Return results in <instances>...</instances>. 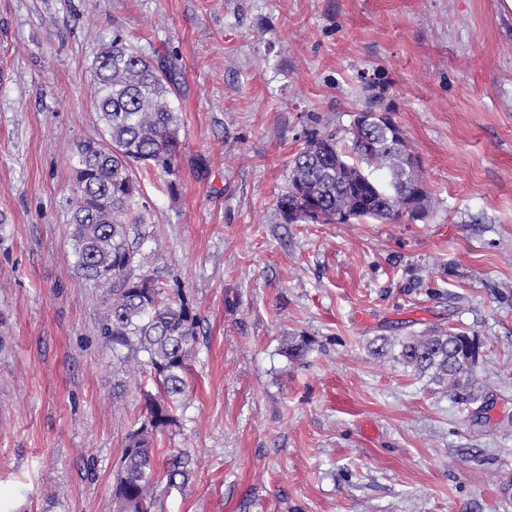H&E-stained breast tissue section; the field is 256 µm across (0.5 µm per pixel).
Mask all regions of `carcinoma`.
Listing matches in <instances>:
<instances>
[{
  "instance_id": "1",
  "label": "carcinoma",
  "mask_w": 512,
  "mask_h": 512,
  "mask_svg": "<svg viewBox=\"0 0 512 512\" xmlns=\"http://www.w3.org/2000/svg\"><path fill=\"white\" fill-rule=\"evenodd\" d=\"M172 86L170 70L114 34L93 71L101 142L80 144L70 162L72 267L102 289L108 301L100 339L119 363L137 367V386L150 376L158 387L157 395H146L145 419L126 433L112 488L115 512H161L163 495L185 486L191 476L189 452L173 455L160 470L153 445L176 422V411L187 397L198 313L182 289L161 286L154 276L155 252L146 253L130 241L131 225L143 223L146 207L135 169L175 174L182 119ZM309 121L289 166L288 186L277 199L283 223L389 222L406 215L412 221L406 204L414 195L428 210L429 189L421 174L409 170L413 153L408 139L388 146L384 124L365 141L350 127L339 131L313 116ZM381 341L384 346L398 344L404 365L430 374L453 398L469 403L481 399L470 383L482 357L477 336L448 330Z\"/></svg>"
}]
</instances>
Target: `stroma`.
<instances>
[{
    "mask_svg": "<svg viewBox=\"0 0 512 512\" xmlns=\"http://www.w3.org/2000/svg\"><path fill=\"white\" fill-rule=\"evenodd\" d=\"M176 73L177 194L131 230L198 316L164 512H512V9L505 0H0V512H113L143 388L70 257L79 143L113 31ZM385 88L431 193L419 221L282 224L310 116ZM480 336L465 405L379 337ZM313 338L299 360L285 348Z\"/></svg>",
    "mask_w": 512,
    "mask_h": 512,
    "instance_id": "35a3bbf8",
    "label": "stroma"
}]
</instances>
